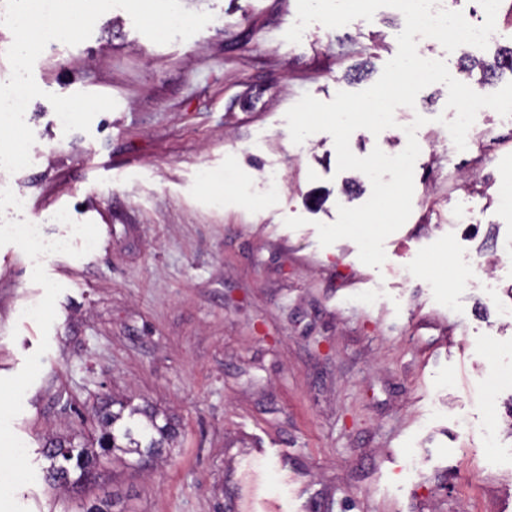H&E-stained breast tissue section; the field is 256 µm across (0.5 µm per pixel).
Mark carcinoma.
<instances>
[{
  "mask_svg": "<svg viewBox=\"0 0 512 512\" xmlns=\"http://www.w3.org/2000/svg\"><path fill=\"white\" fill-rule=\"evenodd\" d=\"M512 56V47L500 54L492 62L474 58L465 53L461 57V68L465 71L480 72V83L485 84L507 69L512 72V64L504 66L502 59ZM119 405V410H110V405ZM98 412L103 433L98 440L99 449L77 448L67 441L52 440L44 449L45 457L50 461L48 477L53 485L59 487L74 486L85 479L100 463V457L120 452L135 455L138 460L149 458L161 452L166 441L175 434L171 422L160 425L157 413L146 407L125 409L124 404L112 400Z\"/></svg>",
  "mask_w": 512,
  "mask_h": 512,
  "instance_id": "carcinoma-1",
  "label": "carcinoma"
}]
</instances>
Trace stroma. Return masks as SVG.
Returning a JSON list of instances; mask_svg holds the SVG:
<instances>
[{
  "label": "stroma",
  "mask_w": 512,
  "mask_h": 512,
  "mask_svg": "<svg viewBox=\"0 0 512 512\" xmlns=\"http://www.w3.org/2000/svg\"><path fill=\"white\" fill-rule=\"evenodd\" d=\"M212 21L165 45L119 8L86 41L46 46L41 97L26 122L32 163L4 174L25 210L0 199V512H227L285 481L321 512H512V257L496 287L468 254L512 238V117L488 111L457 150L438 115L448 90L424 88L396 124L353 132L352 152L400 151L417 132L412 213L384 242L381 267L348 239L324 247L317 223L357 207L372 186L338 171L330 134L291 140L286 111L372 86L397 52L402 13L285 32L296 0H181ZM117 102L90 132L63 133L48 94ZM359 195L345 196L347 180ZM474 209V232L452 223ZM66 213L67 223L50 215ZM306 218L291 229L284 220ZM43 220L66 248L31 267L14 227ZM95 240L86 248L84 235ZM165 411L172 447L142 465L101 461L82 485L46 479L42 450L63 438L96 447L103 402ZM287 451L240 480L254 445Z\"/></svg>",
  "instance_id": "obj_1"
}]
</instances>
